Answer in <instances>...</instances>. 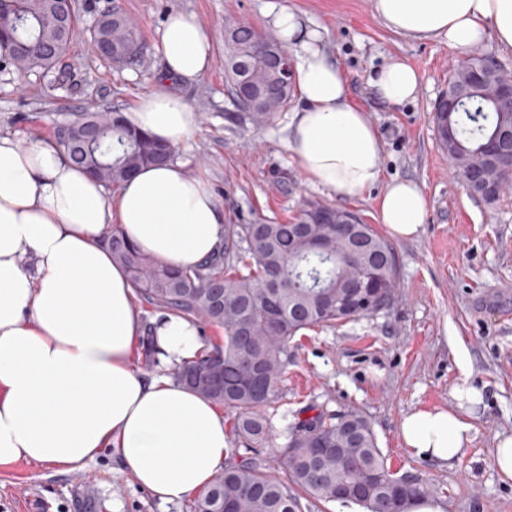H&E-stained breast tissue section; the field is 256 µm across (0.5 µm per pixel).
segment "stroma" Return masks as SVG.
Returning a JSON list of instances; mask_svg holds the SVG:
<instances>
[{
  "label": "stroma",
  "mask_w": 512,
  "mask_h": 512,
  "mask_svg": "<svg viewBox=\"0 0 512 512\" xmlns=\"http://www.w3.org/2000/svg\"><path fill=\"white\" fill-rule=\"evenodd\" d=\"M115 5L145 45L137 64L115 66L92 49L91 26ZM274 6L303 13L320 28L352 102L377 128L382 181L361 196L310 185L290 165L280 134L287 110L258 123L229 92L225 24L270 32ZM176 10L194 13L213 40L210 70L184 89L199 126L176 157L208 177L228 223H286L303 204L319 201L382 233L377 199L394 179L417 183L428 202L419 235L393 241L399 259L393 304L300 331L292 341L281 397L266 410L271 436L263 455L270 472L280 473L279 452L310 409H354L370 421L388 466L431 478L445 512H512V482H503L490 461L497 436L512 432V190L491 203L470 193L432 122L450 65L463 54L391 33L372 0H78L77 33L51 72H0V133L23 142L50 139L59 123L85 110L125 111L157 87L155 31ZM392 57L417 71L415 99L389 104L375 95L370 81ZM465 376L484 395L467 458L450 468L414 457L402 443L404 415L419 406L453 407V389ZM37 503L40 512H192L194 505L190 498L164 503L139 487L111 448L77 472L26 462L0 468V512H33Z\"/></svg>",
  "instance_id": "stroma-1"
}]
</instances>
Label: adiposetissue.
Returning <instances> with one entry per match:
<instances>
[{
    "mask_svg": "<svg viewBox=\"0 0 512 512\" xmlns=\"http://www.w3.org/2000/svg\"><path fill=\"white\" fill-rule=\"evenodd\" d=\"M374 9L386 29L410 39L464 52L491 34L512 52V0H374ZM269 18L294 54L302 101L283 129L291 164L314 186L362 195L382 177L374 123L351 102L310 20L284 7ZM155 44L167 79L190 83L210 68L211 37L193 14L171 13ZM419 85L399 58L372 82L393 104L416 98ZM124 116L174 149L198 126L195 108L171 89L139 95ZM377 211L394 237L411 239L427 200L415 182L395 180ZM113 224L140 250L189 269L220 249L224 206L184 161L140 168L111 200L53 140L24 145L0 134V467L27 462L75 472L113 448L140 485L161 500H182L224 471L229 434L215 404L167 374L202 348L190 320L159 314L149 328L160 367L150 376L135 368L147 327L126 270L101 241ZM454 398L455 409L421 407L404 416L401 436L413 456L451 468L464 460L482 394L464 385Z\"/></svg>",
    "mask_w": 512,
    "mask_h": 512,
    "instance_id": "1",
    "label": "adipose tissue"
}]
</instances>
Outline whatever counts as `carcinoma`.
I'll return each mask as SVG.
<instances>
[{"label": "carcinoma", "instance_id": "carcinoma-1", "mask_svg": "<svg viewBox=\"0 0 512 512\" xmlns=\"http://www.w3.org/2000/svg\"><path fill=\"white\" fill-rule=\"evenodd\" d=\"M54 7V0H4L0 29L18 45L63 44L75 31L66 36L56 26ZM230 27L235 38L226 43L224 77L239 101L243 89L236 62L246 66L257 85L281 81L264 58V49L278 38L246 23ZM106 35L119 53L118 63L142 57L139 34L123 12L106 24ZM57 60L35 49L15 57V67L20 72L49 71ZM488 67L489 61L476 54L453 69L448 95L463 88L470 95L455 111H438L433 119L441 146L458 169L479 164L486 181L499 184L504 172L488 160L486 146L512 129V112L500 111L484 97L485 84L474 81V72ZM292 91L288 82L278 97L245 111L256 122L267 121L288 103ZM57 144L74 166L90 171L106 188H118L130 173L173 156L169 146L127 127L119 112L80 113L57 129ZM323 212L334 223H320ZM350 216L347 210L312 202L289 224H226L217 255L186 270L141 252L116 227L103 238L112 259L125 268L132 288L148 304L224 329L222 341L170 371L176 382L232 413L236 442L246 449L262 448L268 439L264 410L281 394L288 346L297 333L369 316L393 302L396 251L372 225L347 223ZM356 233L367 235L368 242L354 255L350 244ZM314 234L326 239L329 253L313 249ZM243 268L247 273H241ZM356 279L372 290V301L355 314L336 309V296L349 292ZM280 463L282 477L270 474L256 453L240 457L198 497L193 512H224L230 501L237 512H302L304 493L325 502L352 503L363 512H405L410 500L436 493L428 478L405 481L394 473L371 423L356 410H320L300 421L280 451Z\"/></svg>", "mask_w": 512, "mask_h": 512}]
</instances>
